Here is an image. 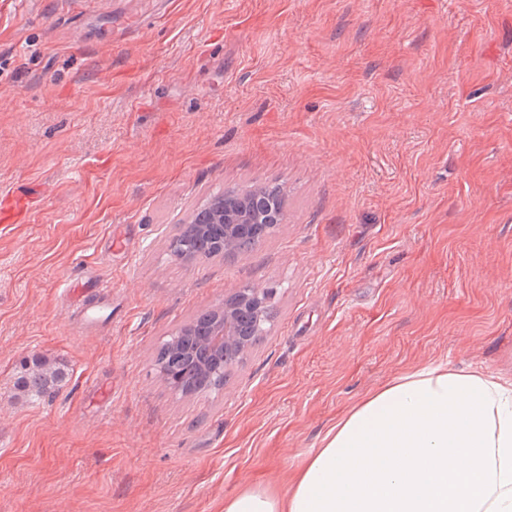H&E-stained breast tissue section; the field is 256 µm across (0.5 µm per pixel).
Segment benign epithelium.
<instances>
[{"instance_id": "7a95c632", "label": "benign epithelium", "mask_w": 512, "mask_h": 512, "mask_svg": "<svg viewBox=\"0 0 512 512\" xmlns=\"http://www.w3.org/2000/svg\"><path fill=\"white\" fill-rule=\"evenodd\" d=\"M265 219L267 223L280 222L281 215L274 197L256 194L220 196L208 199L193 209L181 224L179 237L168 240L169 252L186 264L206 259L197 245L215 240L219 256L230 253L241 235L254 224ZM274 289L267 286L245 285L233 289L224 299L199 313L195 321L200 323L199 338L188 346L172 345V357L195 363L201 374L211 372L209 358L221 354L224 363L236 360L248 350L246 337L241 335V322L248 314L259 316L271 304Z\"/></svg>"}]
</instances>
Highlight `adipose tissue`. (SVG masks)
Returning <instances> with one entry per match:
<instances>
[{
    "label": "adipose tissue",
    "mask_w": 512,
    "mask_h": 512,
    "mask_svg": "<svg viewBox=\"0 0 512 512\" xmlns=\"http://www.w3.org/2000/svg\"><path fill=\"white\" fill-rule=\"evenodd\" d=\"M224 512H512V377L407 369L347 410L286 485Z\"/></svg>",
    "instance_id": "1"
}]
</instances>
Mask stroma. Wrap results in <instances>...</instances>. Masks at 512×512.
I'll list each match as a JSON object with an SVG mask.
<instances>
[{"mask_svg":"<svg viewBox=\"0 0 512 512\" xmlns=\"http://www.w3.org/2000/svg\"><path fill=\"white\" fill-rule=\"evenodd\" d=\"M256 183L287 194L272 239L169 256ZM12 189L0 512H224L403 369L512 375V0H26L0 23ZM246 284L276 288L272 330L176 396L158 348ZM36 355L69 376L28 402ZM29 199L21 190L4 195L0 200V224H25L29 218Z\"/></svg>","mask_w":512,"mask_h":512,"instance_id":"35a3bbf8","label":"stroma"}]
</instances>
